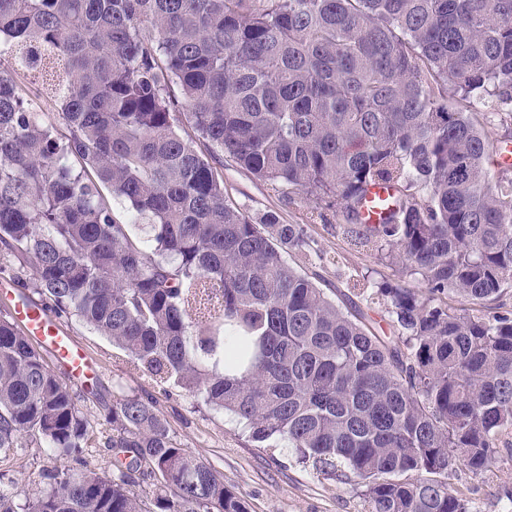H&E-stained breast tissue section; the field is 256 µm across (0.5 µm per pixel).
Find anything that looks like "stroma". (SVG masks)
<instances>
[{
  "label": "stroma",
  "instance_id": "obj_1",
  "mask_svg": "<svg viewBox=\"0 0 512 512\" xmlns=\"http://www.w3.org/2000/svg\"><path fill=\"white\" fill-rule=\"evenodd\" d=\"M224 186L252 216L275 210L285 223L306 226L314 247L292 253L289 261L318 274L322 287L355 299L362 289L392 276L380 253L356 247L335 232V225L344 221L342 214L319 211L298 195L284 200L230 161L224 164ZM320 252L334 256V263H319L316 255ZM63 324L99 366L96 380L69 383L78 406L93 423L82 450L87 468L111 474L115 454L106 445L110 429L103 425V417L113 400L137 397L153 402L171 437L222 473L225 484L246 501L249 512H367L359 478L319 475L301 463L292 449L256 447L227 416L183 389L157 384L133 368L106 337L70 317ZM62 466V459L51 456L32 438H20L14 448L0 451V492L11 495L15 503H24L43 491L41 473ZM448 481L469 502L472 512H504L512 502V450L501 449L490 470L481 474L455 465Z\"/></svg>",
  "mask_w": 512,
  "mask_h": 512
}]
</instances>
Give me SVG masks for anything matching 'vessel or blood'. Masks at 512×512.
<instances>
[{
    "label": "vessel or blood",
    "mask_w": 512,
    "mask_h": 512,
    "mask_svg": "<svg viewBox=\"0 0 512 512\" xmlns=\"http://www.w3.org/2000/svg\"><path fill=\"white\" fill-rule=\"evenodd\" d=\"M392 194L387 186L372 188L363 206L367 223L379 221ZM14 312L31 341L50 353L72 379L80 381L94 373L95 363L49 313L28 301L18 302Z\"/></svg>",
    "instance_id": "1"
}]
</instances>
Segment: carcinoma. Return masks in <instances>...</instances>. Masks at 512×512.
Listing matches in <instances>:
<instances>
[{"label":"carcinoma","mask_w":512,"mask_h":512,"mask_svg":"<svg viewBox=\"0 0 512 512\" xmlns=\"http://www.w3.org/2000/svg\"><path fill=\"white\" fill-rule=\"evenodd\" d=\"M5 55L29 63L0 69V253L22 287L252 442L348 469L368 512H470L448 468L512 447V147L483 131L512 129V0H0ZM225 158L338 207L394 271L363 300L395 335L285 261L311 248L304 225L232 202ZM375 184L395 197L365 224ZM106 422L110 477L84 466L70 388L0 318V449L29 436L67 461L0 512H247L152 403L117 400Z\"/></svg>","instance_id":"obj_1"}]
</instances>
